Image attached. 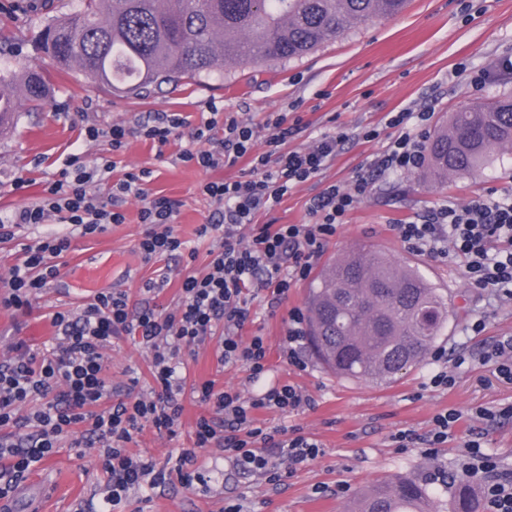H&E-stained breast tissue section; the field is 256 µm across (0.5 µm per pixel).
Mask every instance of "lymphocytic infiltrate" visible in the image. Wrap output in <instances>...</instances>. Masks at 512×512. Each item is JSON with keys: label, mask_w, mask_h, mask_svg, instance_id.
Masks as SVG:
<instances>
[{"label": "lymphocytic infiltrate", "mask_w": 512, "mask_h": 512, "mask_svg": "<svg viewBox=\"0 0 512 512\" xmlns=\"http://www.w3.org/2000/svg\"><path fill=\"white\" fill-rule=\"evenodd\" d=\"M429 113L404 110L391 115L386 125L396 136L377 161L383 172L412 171L426 159V138L421 129ZM283 118L272 122L268 152L255 153L252 126L212 108L208 118L190 124L178 112H164L138 121L145 138L166 144L180 129L190 128L192 148L183 150L181 162L203 171L232 166L250 157L247 174L231 181H207L200 191L215 205L199 238L213 240L210 260L202 274H187L181 284L182 300L176 308L157 304L134 307L123 291L98 292L80 311L53 313L55 344L45 354L23 351L0 361V431L27 429L24 443L0 442V460L6 467L0 485V501L10 500L17 483L56 451L61 437H72L73 447L95 450L107 474L105 503L120 512L136 494L179 482L187 487L206 486L208 479L197 466L200 449L223 451L232 467L244 474L263 477L281 485L287 471L316 458L317 440L300 430L284 431L259 426L255 413L273 409L283 414L310 405L309 396L297 386L277 382L254 396L232 388H216L206 381L195 392L210 405L200 416L189 447L181 449L173 466L132 450L145 426L175 433L183 405L184 379L177 372L179 356L195 351L212 336H220V365H234L257 379L269 369V346L264 337L243 338L250 318L243 298L245 290H270L271 305L286 299L291 288L306 281L316 260L335 237L348 211L364 197L368 182L331 184L313 196L307 211L310 224H261L260 214L272 211L297 185L324 170L335 158L345 133L326 136L307 148L285 149L289 131ZM115 161L103 160L87 168L79 155H71L58 179L45 183L40 199L0 215V242L14 239L16 231L54 220L70 225L65 234L37 238L24 248L22 263L10 268L0 282L5 288L0 305L28 313L49 282L60 273L59 260L72 248L73 235L103 233L125 221L123 212L109 207L92 189L94 181L109 179ZM149 169L124 172L111 187L112 198L133 196L143 203L139 213L146 230L137 252L144 264L171 258L185 250L175 231L178 203L167 197H151ZM395 231L410 251L434 257L454 254L465 260V277L492 298L512 300V202L476 199L465 205H442L421 218L396 225ZM508 242L506 250L491 252V242ZM138 336L151 356L150 394L132 387L113 386L107 376V352L113 341ZM435 361L494 364L500 378L512 381V336L491 347L464 356L438 351ZM463 415L454 408L436 414L422 433L411 429L391 437L398 448L434 450L447 444ZM463 472L481 482L486 512H512V476L501 474L496 458L484 448L479 432H470L463 443Z\"/></svg>", "instance_id": "f902f5d3"}]
</instances>
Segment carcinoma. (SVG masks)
<instances>
[{
    "mask_svg": "<svg viewBox=\"0 0 512 512\" xmlns=\"http://www.w3.org/2000/svg\"><path fill=\"white\" fill-rule=\"evenodd\" d=\"M407 0H81L54 18L39 49L113 93L201 80L227 63L259 64L313 53L338 31L402 12ZM45 76L0 73V128L18 106L37 109ZM512 151V99L475 103L434 133L427 168L438 183L472 174ZM309 336L336 375L391 383L423 362L444 334L448 298L414 267L360 246L327 264L308 301ZM452 512H476L469 481L449 486ZM436 501L414 479H385L360 494L351 512H431Z\"/></svg>",
    "mask_w": 512,
    "mask_h": 512,
    "instance_id": "1",
    "label": "carcinoma"
}]
</instances>
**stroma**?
<instances>
[{
    "label": "stroma",
    "instance_id": "stroma-1",
    "mask_svg": "<svg viewBox=\"0 0 512 512\" xmlns=\"http://www.w3.org/2000/svg\"><path fill=\"white\" fill-rule=\"evenodd\" d=\"M78 5L79 0H27L26 13L13 17L0 13V27L13 36L9 49L0 54V70L36 69L46 75L51 87V96L40 110L21 111L15 129L0 135V212L6 214L39 199L44 183L58 176L73 153L81 154L89 167L96 166L100 158L114 157L120 174L132 168L150 169L151 195L179 202L175 230L188 245L187 252L170 261L169 280L157 299L172 309L182 300L183 277L205 272L212 246L211 240L196 234L214 208L200 194V184L240 178L249 171L250 160L245 157L231 167L202 171L178 159L192 145L189 128L162 146L136 131L137 119L149 112H180L195 125L210 104L216 103L253 124L258 153L265 151L272 133L267 119L280 115L294 128L287 142L291 150L344 128L349 137L329 166L293 189L267 214V222L308 223L311 197L329 184L348 185L357 176L369 177L366 196L347 214L316 268L357 246L379 247L399 261L417 265L447 292L455 316L440 348L452 355L477 352L512 336V301H490L486 293L467 284L461 258L409 252L392 229L393 224L413 220L443 204H463L490 194L498 199L512 197V152L495 154L478 171L445 185L434 183L422 169L381 175L374 171L375 161L394 135L385 125L388 113L406 109L430 113L425 125L430 132L474 101L512 97V71L493 67L498 58L512 56V0H408L401 13L337 34L307 57L258 65L228 64L205 81L152 86L138 96L114 95L84 76L56 70L37 49L43 26ZM463 66L469 71L489 70L486 84L473 86L468 75L460 74ZM115 123L131 130L119 153H112L106 140L86 142L79 137L87 126L105 129ZM369 129L378 130V137L364 138ZM21 177L29 184L19 190L15 184ZM141 206L134 198L121 202L125 223L109 226L96 236L74 237L64 257L73 269L85 256L112 257L113 275L104 288L127 292L134 306L142 299V281L152 273L136 251L145 230L139 221ZM310 287V282H302L275 308L269 303V291H251L247 297L251 319L242 334L265 337L270 348L268 372L253 381L241 368L222 367L216 358L218 342L209 340L184 358L185 384L180 396L184 411L176 434L145 427L136 449L160 464L175 461L187 446L196 419L209 411L193 391L205 381L248 395L287 381L309 395L312 406L288 415L262 410L257 418L269 428L301 429L321 443L320 454L275 487L261 477L228 467L219 449L205 448L198 462L211 472L208 491L173 483L149 497L134 498L133 512H220L228 501L240 503L243 512H349L356 494L386 476L427 484L437 497L439 512H450L448 487L463 476L461 445L475 427L483 432L486 451L498 458L504 473L512 475V419L481 427L472 420L463 422L445 447L430 456L423 449L396 448L391 442L392 435L401 430L427 431L433 417L446 408L467 413L479 406L512 403V383L499 378L493 364L463 365L455 371V385L439 390L429 384L435 368L430 359L388 386L336 376L316 361L306 344L300 348L306 370L281 362L279 348L288 329V313L305 309ZM82 297L72 287L70 276L63 275L50 283L30 314L0 307V353L18 342L34 352L51 348V313L76 308ZM474 318L485 322L477 334L468 329ZM149 360L137 340L125 337L112 346L108 374L113 384H132L137 391L149 392L153 385ZM105 494L106 477L98 460L89 453L79 454L64 441L17 486L9 505L12 512H89V503L101 502Z\"/></svg>",
    "mask_w": 512,
    "mask_h": 512
}]
</instances>
